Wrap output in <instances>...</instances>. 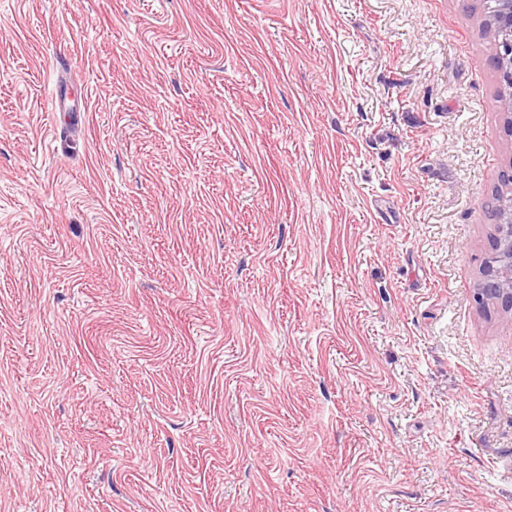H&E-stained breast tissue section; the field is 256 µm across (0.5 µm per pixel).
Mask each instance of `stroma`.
Masks as SVG:
<instances>
[{"mask_svg": "<svg viewBox=\"0 0 512 512\" xmlns=\"http://www.w3.org/2000/svg\"><path fill=\"white\" fill-rule=\"evenodd\" d=\"M485 18L0 0V512H512Z\"/></svg>", "mask_w": 512, "mask_h": 512, "instance_id": "obj_1", "label": "stroma"}]
</instances>
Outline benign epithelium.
I'll use <instances>...</instances> for the list:
<instances>
[{
    "label": "benign epithelium",
    "mask_w": 512,
    "mask_h": 512,
    "mask_svg": "<svg viewBox=\"0 0 512 512\" xmlns=\"http://www.w3.org/2000/svg\"><path fill=\"white\" fill-rule=\"evenodd\" d=\"M498 7L485 22L484 31L495 46L493 67L503 87L505 112H512V0H497ZM496 224L492 251L480 271V285H490L493 304L512 311V279L503 276L512 271V195L500 198L495 208Z\"/></svg>",
    "instance_id": "benign-epithelium-1"
}]
</instances>
